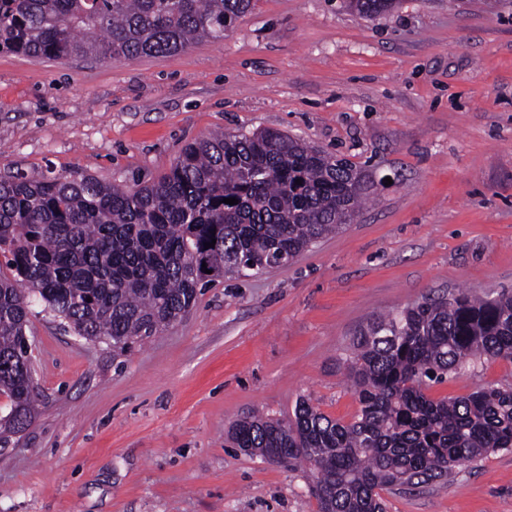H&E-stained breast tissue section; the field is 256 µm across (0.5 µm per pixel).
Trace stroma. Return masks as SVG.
<instances>
[{
	"mask_svg": "<svg viewBox=\"0 0 512 512\" xmlns=\"http://www.w3.org/2000/svg\"><path fill=\"white\" fill-rule=\"evenodd\" d=\"M278 130L373 185L354 224L294 263L216 282L180 321L113 355L33 303L36 401L0 443V512H318L306 466L225 441L300 398L350 421L341 362L371 317L459 289L512 288V0H255L223 40L136 60L0 53V175L121 186L215 132ZM391 185H384V178ZM512 386L483 362L428 394ZM388 512H512V451L386 490ZM396 0H349L347 7L360 17L373 18L389 12Z\"/></svg>",
	"mask_w": 512,
	"mask_h": 512,
	"instance_id": "35a3bbf8",
	"label": "stroma"
}]
</instances>
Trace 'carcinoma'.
Listing matches in <instances>:
<instances>
[{"label": "carcinoma", "instance_id": "obj_1", "mask_svg": "<svg viewBox=\"0 0 512 512\" xmlns=\"http://www.w3.org/2000/svg\"><path fill=\"white\" fill-rule=\"evenodd\" d=\"M397 0H347L373 18ZM253 0H0V53L163 57L224 39ZM301 183H295V180ZM367 190L349 160L275 130L187 144L169 171L131 187L38 171L0 177V424L31 414L23 336L30 299L75 335L119 355L180 320L224 277L288 264L354 222ZM235 198L234 205L223 202ZM215 246L205 248V244ZM211 270L207 274L204 269ZM512 359V289L464 290L370 320L344 375L350 422L300 399L294 418L230 424L236 447L318 469L319 512H386L379 491L444 479L512 451V387L434 399L432 382L486 359Z\"/></svg>", "mask_w": 512, "mask_h": 512}]
</instances>
